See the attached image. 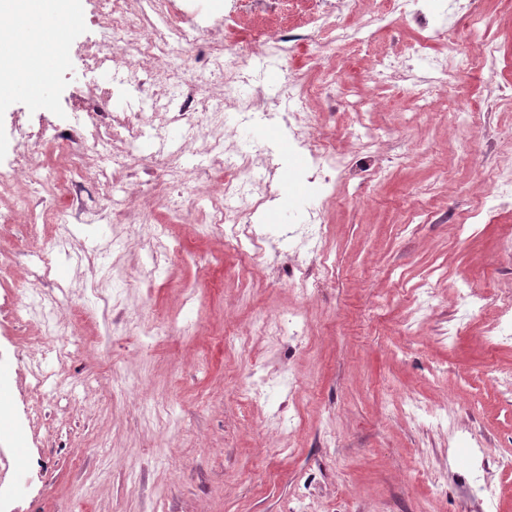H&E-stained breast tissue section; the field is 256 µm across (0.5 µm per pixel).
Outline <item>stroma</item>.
Segmentation results:
<instances>
[{
  "mask_svg": "<svg viewBox=\"0 0 512 512\" xmlns=\"http://www.w3.org/2000/svg\"><path fill=\"white\" fill-rule=\"evenodd\" d=\"M281 27L314 31L316 46L297 57L305 80L317 85L339 72L349 104L303 97L280 101L277 112L309 113L365 179H338L326 197L308 182L307 160L282 125L230 126L229 142L269 145L284 158L273 197L251 217L268 238L266 256L245 265L225 249L223 227L209 221L211 199L199 193L211 158L202 144L189 146L181 177L188 218L154 215L178 247L175 266L141 279L150 264L145 225H126L119 246L111 225L69 226L75 250L55 255L52 278L64 287L55 307L70 322L72 357L62 366L43 359L51 377L41 386L32 357L51 339L25 306L33 254L50 249L51 230L12 219L13 195L0 196V365L12 371L16 410L0 421V512H481L466 494L472 462L448 445L473 435L490 456L512 455V398L492 384L499 369L512 368V339L492 317L457 307L454 292L466 283L512 289V261L499 253L512 210L466 220L497 156L512 153V15L504 0H481L476 29L499 48L496 78L471 70L425 106L420 86L372 74L374 61L403 57L419 39L410 18L388 15L368 46L347 40L322 54L329 22L316 0H267L241 8L226 39L250 42ZM100 36L90 16L71 32L51 111L24 94L0 101V135L38 129L28 149L42 176L63 185V153L68 167L112 176V188L143 207L168 181L155 166L158 135L127 145L139 161L132 182L111 149L65 152L55 134L57 124H85L84 97L112 83L109 68H87L77 55ZM208 39L198 34L179 61L186 78L213 87L220 108L224 71L208 62ZM457 112L472 132L488 129L491 145L454 130ZM366 126L382 137L360 150L356 134ZM397 153L404 161H394ZM298 200L328 224L306 260L317 280L310 301L292 285V247L279 238L281 225L303 221ZM430 287L435 306L419 309L415 298ZM116 290L127 318H164L161 334L129 333L112 310ZM293 310L306 324L300 337L231 344L256 314ZM279 372L293 375L297 388L240 398L250 378ZM65 374L78 385L62 382ZM411 394L447 405L454 431L408 421L402 404ZM279 414L293 417L296 429L277 433ZM426 471L438 485L423 479Z\"/></svg>",
  "mask_w": 512,
  "mask_h": 512,
  "instance_id": "1",
  "label": "stroma"
}]
</instances>
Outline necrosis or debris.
I'll list each match as a JSON object with an SVG mask.
<instances>
[{"instance_id": "obj_1", "label": "necrosis or debris", "mask_w": 512, "mask_h": 512, "mask_svg": "<svg viewBox=\"0 0 512 512\" xmlns=\"http://www.w3.org/2000/svg\"><path fill=\"white\" fill-rule=\"evenodd\" d=\"M206 2L209 10L221 9V0H145L150 10L163 20L162 27H145L142 15L131 7L132 0H109L107 11L97 15L96 21L103 32L96 53L87 57L89 66H99L103 58L120 60L124 47L134 46L141 63L140 69L130 71V80L140 76L151 77V96L154 106L147 114H125L119 112L93 111L88 115L95 131L94 145L126 144L139 138L143 125L156 130L184 122H194L197 136L211 153L215 166L225 173L224 185L220 191L223 203L219 209V221L229 228L224 246L232 251L253 259H260L265 253L263 240L248 228L247 221L252 211L263 204L268 187L267 178L274 168L273 157L267 149L255 152L239 150L230 154L226 146L227 120L220 112L204 111V104L211 94L207 86L185 79L181 69L174 63H162L154 58L153 49L157 39L171 33L182 41H194L196 35L192 24L197 15L198 2ZM392 13L412 19L422 32L421 38L410 44L406 57L390 63V76L400 82L417 80V63H424L427 81L441 87L459 78L463 73L480 66L489 76H496L498 67L497 46L480 37L476 30H469L454 60L426 52L429 42L441 39L443 33L431 25L428 17V0H387ZM311 41L308 33L284 28L271 32L268 39L261 41L256 58H275L277 74L274 81L258 85L255 93L243 89L247 79L240 67L227 64L224 69V97L235 108L237 124L245 125L261 121L256 105L257 97L272 101L282 95L292 96L310 93L304 84L297 65L298 51ZM288 128L293 140L308 159L311 181L319 183L326 194H333L336 176L344 172L333 141L319 132L304 112L288 115ZM13 158L7 166H0V188L16 190L15 212L26 209L27 197L24 186L31 183L35 162L22 148L12 151ZM490 187L483 195L482 212L493 214L512 206V156H504L489 179ZM62 207L67 216L66 223L55 225L52 251L43 252L32 276L43 281L52 266L53 250L69 248L72 239L68 232L72 224H92L103 221L114 226L144 224L148 217L138 208L132 207L127 199H118L111 193L100 192L98 185L72 178L66 183L62 196ZM456 303L466 311L478 315H493L503 326L512 327V295L490 292L485 288H459L455 291Z\"/></svg>"}]
</instances>
